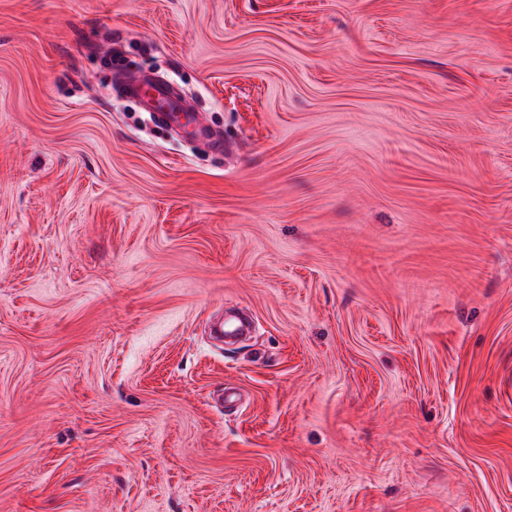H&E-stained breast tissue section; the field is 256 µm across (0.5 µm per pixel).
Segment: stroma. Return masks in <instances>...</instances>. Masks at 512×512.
<instances>
[{
    "label": "stroma",
    "instance_id": "obj_1",
    "mask_svg": "<svg viewBox=\"0 0 512 512\" xmlns=\"http://www.w3.org/2000/svg\"><path fill=\"white\" fill-rule=\"evenodd\" d=\"M0 512H512V0H0ZM118 92L137 97L139 100L144 99L147 103L144 108L148 112H154L161 121L177 125L182 119H193L185 113L187 109L183 101L168 82L148 77L139 78L137 74H130L128 79L119 83Z\"/></svg>",
    "mask_w": 512,
    "mask_h": 512
}]
</instances>
